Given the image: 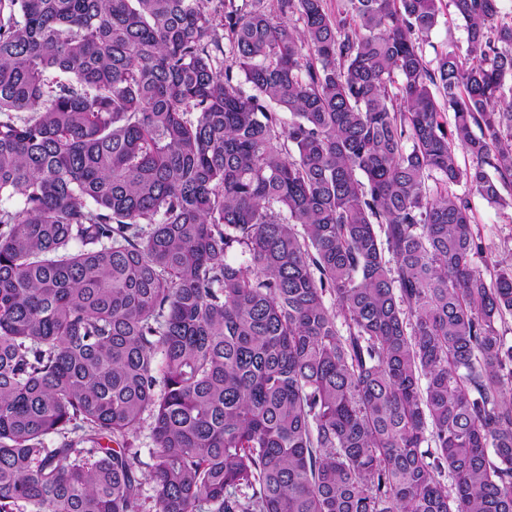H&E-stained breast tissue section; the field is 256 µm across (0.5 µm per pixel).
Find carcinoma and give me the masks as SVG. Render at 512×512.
<instances>
[{"mask_svg": "<svg viewBox=\"0 0 512 512\" xmlns=\"http://www.w3.org/2000/svg\"><path fill=\"white\" fill-rule=\"evenodd\" d=\"M500 2L0 0V512H512ZM454 18L453 15L451 17L443 16L440 25L431 33L428 42L423 47L426 60H433L436 52L445 50L449 43L465 46L466 32ZM457 194H468L474 217V230L480 234L484 252L474 259L475 270L486 275V265L494 261L512 259V208L497 207L489 204L480 195L469 192L461 183L452 187ZM145 420L139 429L133 434H130L128 441L131 443V448L138 451V457L141 462L140 465V478H141V494L144 500L145 512H158V507L155 502V492L153 483L148 479L150 468L148 466L152 463L151 453L153 451V440L151 436V419L146 415Z\"/></svg>", "mask_w": 512, "mask_h": 512, "instance_id": "obj_1", "label": "carcinoma"}]
</instances>
